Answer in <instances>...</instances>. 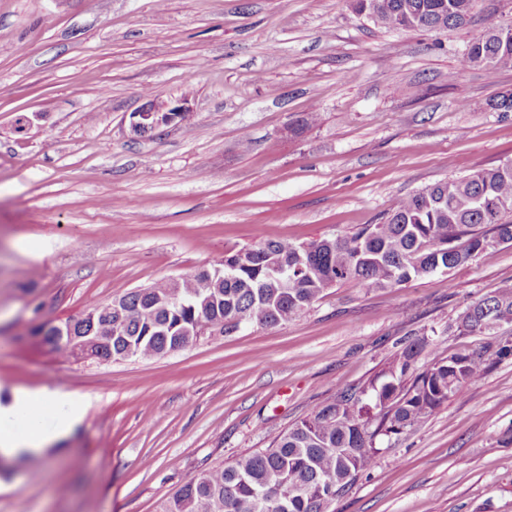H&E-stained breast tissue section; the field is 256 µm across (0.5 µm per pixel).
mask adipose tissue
Instances as JSON below:
<instances>
[{"instance_id":"ef3b65f1","label":"adipose tissue","mask_w":512,"mask_h":512,"mask_svg":"<svg viewBox=\"0 0 512 512\" xmlns=\"http://www.w3.org/2000/svg\"><path fill=\"white\" fill-rule=\"evenodd\" d=\"M79 420L67 394L38 398L15 394L10 403L0 404V455L11 458L43 452L67 436Z\"/></svg>"}]
</instances>
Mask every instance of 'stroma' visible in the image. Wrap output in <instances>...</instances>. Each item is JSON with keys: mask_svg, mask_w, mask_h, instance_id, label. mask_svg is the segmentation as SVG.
Instances as JSON below:
<instances>
[{"mask_svg": "<svg viewBox=\"0 0 512 512\" xmlns=\"http://www.w3.org/2000/svg\"><path fill=\"white\" fill-rule=\"evenodd\" d=\"M512 24L476 0L451 30H390L351 0H0V403L64 391L79 424L6 461L0 512H158L201 471L268 447L365 386L404 339L441 353L512 289V244L393 289L347 281L287 324H244L155 358L81 362L32 345L79 314L269 239L378 224L393 202L512 161V68L465 67ZM456 80H449V73ZM151 99L179 123L130 135ZM332 512H512V355L397 435Z\"/></svg>", "mask_w": 512, "mask_h": 512, "instance_id": "35a3bbf8", "label": "stroma"}]
</instances>
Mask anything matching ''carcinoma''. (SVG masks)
Instances as JSON below:
<instances>
[{
    "label": "carcinoma",
    "instance_id": "obj_1",
    "mask_svg": "<svg viewBox=\"0 0 512 512\" xmlns=\"http://www.w3.org/2000/svg\"><path fill=\"white\" fill-rule=\"evenodd\" d=\"M476 0H353L354 10L387 29H455ZM465 66L512 68V26L474 38ZM512 242V162L437 182L397 199L381 224L309 243L267 240L231 250L224 262L197 268L180 282L160 281L120 297L121 313L96 305L72 318L68 335L89 341L78 349L54 330L31 332L40 345L85 356L155 357L184 350L202 334H227L243 323L274 327L300 316L329 288L353 280L397 288L447 272L501 243ZM512 324V289L475 303L462 335L491 334ZM430 357L418 372L422 354ZM512 346L441 356L426 339L400 352L360 391L341 388L267 448L190 478L159 512H330L376 461L375 438L427 420L448 399L489 372Z\"/></svg>",
    "mask_w": 512,
    "mask_h": 512
}]
</instances>
